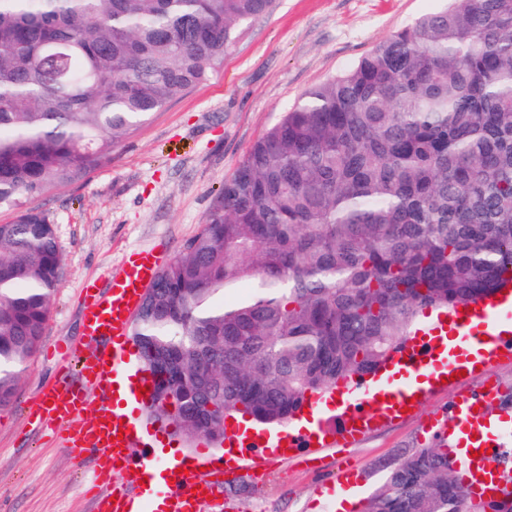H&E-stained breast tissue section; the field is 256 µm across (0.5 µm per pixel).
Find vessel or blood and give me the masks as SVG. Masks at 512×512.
<instances>
[{
  "instance_id": "b4317fda",
  "label": "vessel or blood",
  "mask_w": 512,
  "mask_h": 512,
  "mask_svg": "<svg viewBox=\"0 0 512 512\" xmlns=\"http://www.w3.org/2000/svg\"><path fill=\"white\" fill-rule=\"evenodd\" d=\"M159 271L154 252L133 250L121 267L110 273L107 285L96 281L84 284V333L100 346H51L50 354L58 355L74 370L43 386L27 404L29 420L51 431L57 445L72 458L80 460L86 453H94L96 512H204L212 484L200 478L201 469L220 473L227 467L257 466L291 452L306 455L335 437L346 443L357 441L370 407L379 400L405 405L414 396V383L438 381L472 370L477 363L512 354V293L507 291L456 311L452 351L439 350L427 338L418 337L396 357L398 375H381L375 383L352 386L343 431H336L331 419L322 416L317 417L314 428L292 427L276 437L236 428L230 434L236 446L223 459L175 457L163 463L156 453V435L144 430L138 420L140 407L153 400L154 379L139 363L130 336L133 318ZM99 391L111 392V402L84 414L85 405ZM500 396L491 381L473 391L453 393L437 432L441 441L447 440L452 428L469 436L470 445L461 461L489 500L512 492L497 437L481 432L485 424L482 410L499 403ZM119 474L135 475L141 494L135 496L117 486Z\"/></svg>"
}]
</instances>
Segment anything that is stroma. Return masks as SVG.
<instances>
[{"label":"stroma","mask_w":512,"mask_h":512,"mask_svg":"<svg viewBox=\"0 0 512 512\" xmlns=\"http://www.w3.org/2000/svg\"><path fill=\"white\" fill-rule=\"evenodd\" d=\"M440 6L441 0H278L272 13L238 31L223 69L116 144L111 163L34 199L53 223L66 262L44 344L80 342L81 288L119 268L130 250H153L165 264L174 259L225 177L306 90ZM59 374L57 361L37 352L13 406L0 413V512H95L82 492L91 460L74 463L27 420V401ZM448 394L424 392L411 411L379 419L351 447L276 457L261 467L260 478L243 471L215 482L211 512H336L324 489L348 463L360 473L351 510L360 512L394 459L431 445L425 425L445 411ZM148 427L163 444L160 456L219 453L205 438L175 435L170 422Z\"/></svg>","instance_id":"1"}]
</instances>
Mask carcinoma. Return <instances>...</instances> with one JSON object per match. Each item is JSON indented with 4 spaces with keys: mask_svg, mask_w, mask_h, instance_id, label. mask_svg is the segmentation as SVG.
Listing matches in <instances>:
<instances>
[{
    "mask_svg": "<svg viewBox=\"0 0 512 512\" xmlns=\"http://www.w3.org/2000/svg\"><path fill=\"white\" fill-rule=\"evenodd\" d=\"M275 0H0V411L40 348L65 260L28 198L224 65ZM251 283L233 305L224 295ZM512 287V0H449L303 93L224 179L144 295L149 416L218 445L228 417L291 421L381 371L427 312ZM363 512H512L448 449L386 467Z\"/></svg>",
    "mask_w": 512,
    "mask_h": 512,
    "instance_id": "carcinoma-1",
    "label": "carcinoma"
}]
</instances>
